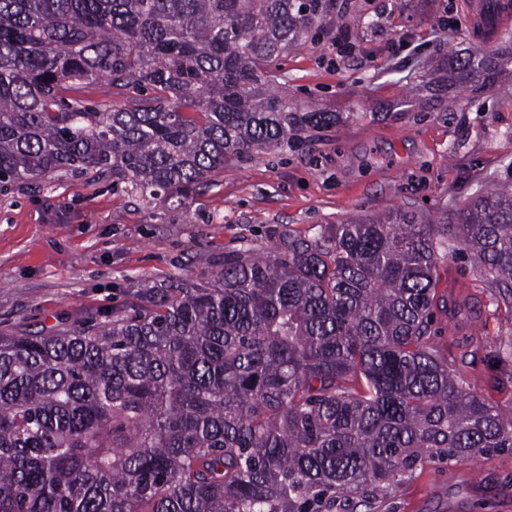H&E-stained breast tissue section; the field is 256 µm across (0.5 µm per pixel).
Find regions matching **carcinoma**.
Instances as JSON below:
<instances>
[{
	"label": "carcinoma",
	"instance_id": "cac0c4a2",
	"mask_svg": "<svg viewBox=\"0 0 512 512\" xmlns=\"http://www.w3.org/2000/svg\"><path fill=\"white\" fill-rule=\"evenodd\" d=\"M347 26L333 0H0V183L112 177L188 200L336 114L280 60ZM512 56L452 80L493 86ZM101 83L124 104L98 102ZM456 237L512 305V183L432 224L352 218L321 243L238 252L126 309L0 334V512H357L432 456L512 448L504 413L431 334Z\"/></svg>",
	"mask_w": 512,
	"mask_h": 512
}]
</instances>
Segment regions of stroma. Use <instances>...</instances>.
Here are the masks:
<instances>
[{"label":"stroma","mask_w":512,"mask_h":512,"mask_svg":"<svg viewBox=\"0 0 512 512\" xmlns=\"http://www.w3.org/2000/svg\"><path fill=\"white\" fill-rule=\"evenodd\" d=\"M463 0H343L334 39L283 60L288 95L315 99L336 123L282 150L247 158L189 200L142 203L110 176L0 184V329L50 334L107 318L134 292L173 277L204 280L226 254L311 243L357 215L398 208L438 220L493 182L512 183V75L487 91L441 80L448 54L478 45ZM438 292L462 314L435 312L432 329L460 376L512 411V308L494 300L470 253L449 239ZM512 478V448L477 462L432 459L375 512H512L494 492Z\"/></svg>","instance_id":"35a3bbf8"}]
</instances>
